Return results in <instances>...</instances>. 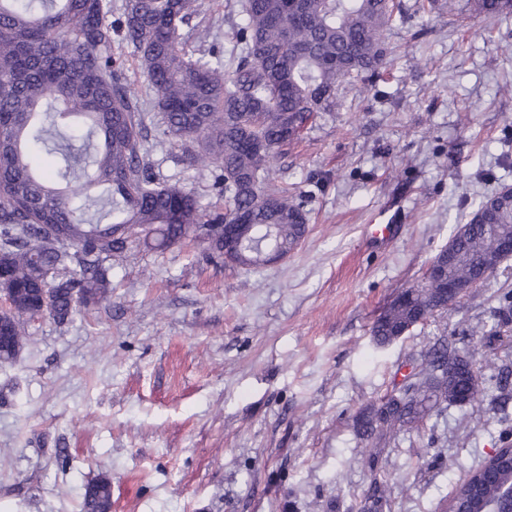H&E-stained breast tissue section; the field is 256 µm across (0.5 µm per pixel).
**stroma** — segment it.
Here are the masks:
<instances>
[{"mask_svg":"<svg viewBox=\"0 0 512 512\" xmlns=\"http://www.w3.org/2000/svg\"><path fill=\"white\" fill-rule=\"evenodd\" d=\"M240 2L201 0L219 48ZM402 2L386 78L343 83L335 112L271 164L307 215L286 260L243 268L198 239L133 242L105 263L109 300L64 324L26 321L0 365L9 512H80L103 477L111 512H360L371 446L357 418L446 332L475 350L480 374L506 377V403L452 405L387 439L391 512H440L512 432V347L479 352L501 323L512 256L447 314L384 346L371 335L473 201L512 186V16ZM145 123L156 171L218 205L210 170L162 135L158 113ZM390 220L392 239L367 236Z\"/></svg>","mask_w":512,"mask_h":512,"instance_id":"35a3bbf8","label":"stroma"}]
</instances>
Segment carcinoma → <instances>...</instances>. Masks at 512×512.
I'll return each mask as SVG.
<instances>
[{
  "label": "carcinoma",
  "mask_w": 512,
  "mask_h": 512,
  "mask_svg": "<svg viewBox=\"0 0 512 512\" xmlns=\"http://www.w3.org/2000/svg\"><path fill=\"white\" fill-rule=\"evenodd\" d=\"M471 10L487 17L512 14V0H473ZM198 0H0V267L7 288L32 298L14 317L0 315V363L19 351L9 336L24 335L23 318L38 310L42 293L54 300L55 319L68 321L81 307L108 298L111 284L102 257L122 254L130 239L151 249L167 247L171 237L199 224H222L224 214L208 213L197 196L179 182L160 177L147 155L146 102L128 85L115 44L132 49L157 100L163 134L185 153L213 169V188L235 211L251 216L242 267L262 265L260 254L273 244L295 248L307 228L305 215L288 188L268 177L280 148L302 138L326 112L336 111V91L347 80L378 76L390 59L387 29L404 17L401 0H243L235 41L227 50L232 70L213 48H188L195 31ZM84 118L57 145L64 157L52 180L35 174L31 148L49 146L48 124L67 116ZM292 136L277 137L283 117ZM79 133L92 155L67 151ZM252 136L269 149L255 150ZM107 188L112 208L107 223H93L89 210ZM484 222L469 219L453 232L454 274L469 277L475 266L499 263L492 241L512 235V205L497 195L474 203ZM74 263L77 277L60 279V268ZM82 295L80 304L72 294ZM448 312V293L427 279L410 288L378 317L371 333L387 344L405 326ZM448 351V335L418 360L378 404L362 414L357 435L382 441L423 424L435 410L466 399L474 388L465 357ZM453 377H448V368ZM370 485L363 512L390 508V492L369 458ZM112 487L100 480L84 494L81 512H107Z\"/></svg>",
  "instance_id": "cac0c4a2"
}]
</instances>
